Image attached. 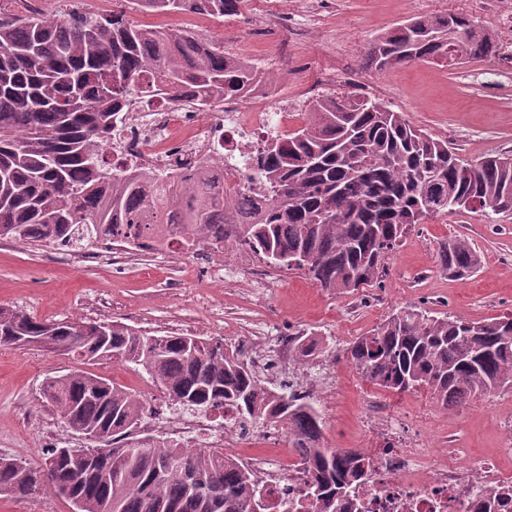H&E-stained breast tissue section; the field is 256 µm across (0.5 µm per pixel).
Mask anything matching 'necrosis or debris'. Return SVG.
<instances>
[{
    "label": "necrosis or debris",
    "instance_id": "necrosis-or-debris-1",
    "mask_svg": "<svg viewBox=\"0 0 512 512\" xmlns=\"http://www.w3.org/2000/svg\"><path fill=\"white\" fill-rule=\"evenodd\" d=\"M287 115V102H271L257 89L248 101L226 97L219 112L205 123L197 120L195 104L188 99L149 111L132 102L126 122L112 140V162L134 159L171 175L208 165L215 194L254 209L261 206L262 198L251 187L259 179L253 158L263 137L284 134ZM142 432L152 441L178 448H220L228 438L241 434L229 410L221 416L209 410L171 414L161 422L143 424ZM246 464L275 500L299 502L305 481L302 471L287 474L253 457ZM492 484L484 465L462 464L430 445L414 443L386 449L377 459L371 485L359 488L358 494L367 512H468Z\"/></svg>",
    "mask_w": 512,
    "mask_h": 512
}]
</instances>
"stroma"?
Returning <instances> with one entry per match:
<instances>
[{"mask_svg":"<svg viewBox=\"0 0 512 512\" xmlns=\"http://www.w3.org/2000/svg\"><path fill=\"white\" fill-rule=\"evenodd\" d=\"M44 15L72 11L106 14L112 0H0V15ZM512 0H247L234 17L133 13L134 21L161 28H185L223 43L227 53L256 68L267 89L287 99L289 130L301 127L309 104L302 91L329 90L383 102L412 126L448 141L466 162L512 154V27L502 16ZM287 15L278 39L254 26L255 14ZM444 12L474 17L496 38L495 55L455 67L414 62L375 72L366 67L372 40L416 16ZM454 236L468 239L481 264L465 279L442 272L439 245ZM231 272L217 280L192 253L165 250L136 263L73 266L53 245L9 242L0 247V305L40 319L117 321L141 330L191 333L223 340L241 351L246 331L266 324L278 336L312 332L322 338V364H335L336 386L323 391V376L305 370L303 379L323 419L322 442L377 454L393 445L438 442L460 462L482 459L512 475V449L501 430L512 423V388L474 398L459 411L440 409L426 390L394 394L366 382L345 360L344 349L392 313L416 306L429 315L482 321L512 313V215L484 220L462 210L412 227L389 260L382 286L332 293L295 270L274 271L268 283L250 287L248 270L260 265L248 250H224ZM72 356L36 348L0 346V457L42 461L46 437L58 446L79 437L42 397L46 377L68 372ZM94 373L145 401L158 384L142 368L106 361ZM377 401L401 420L392 437L369 430L365 416Z\"/></svg>","mask_w":512,"mask_h":512,"instance_id":"obj_1","label":"stroma"}]
</instances>
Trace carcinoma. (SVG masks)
Masks as SVG:
<instances>
[{
    "mask_svg": "<svg viewBox=\"0 0 512 512\" xmlns=\"http://www.w3.org/2000/svg\"><path fill=\"white\" fill-rule=\"evenodd\" d=\"M105 16L0 17V238L89 246L115 231L147 250L198 241L245 247L278 269L301 270L329 292L380 282L389 256L415 224L460 210L486 219L512 214V158L465 163L448 142L411 126L383 103L352 95L318 98L294 132L268 137L256 157L266 206L227 238L233 206L202 175L139 169L112 172L106 140L126 98L148 104L192 98L207 112L246 95L255 68L224 46L127 16L240 14L246 0H114ZM494 34L465 14L412 17L378 36L367 61L376 72L412 62L486 59ZM183 207L180 227L165 213ZM439 269L465 278L480 258L451 237ZM297 362L324 342L294 339ZM0 344L72 354L79 366L46 377L43 395L86 440L46 451L44 464L0 457V495L47 491L74 512H270V493L222 448H167L130 438L146 404L84 369L100 361L142 367L184 409L230 408L237 419L285 429L306 476L307 512H352L357 484L370 479L365 451L322 444L313 403L266 385L248 361L219 341L156 335L109 321H45L0 306ZM345 360L371 385L395 394L426 389L442 409L512 387V314L474 322L404 307L348 344ZM480 512H512V486L482 497Z\"/></svg>",
    "mask_w": 512,
    "mask_h": 512,
    "instance_id": "carcinoma-1",
    "label": "carcinoma"
}]
</instances>
